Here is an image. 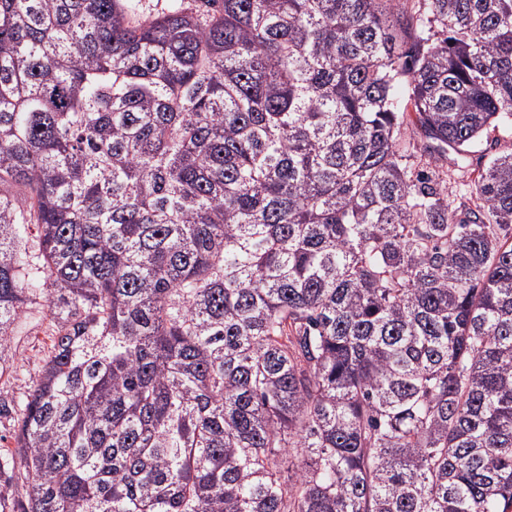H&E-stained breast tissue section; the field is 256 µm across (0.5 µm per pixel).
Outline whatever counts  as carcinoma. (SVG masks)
I'll return each mask as SVG.
<instances>
[{
    "label": "carcinoma",
    "instance_id": "1",
    "mask_svg": "<svg viewBox=\"0 0 512 512\" xmlns=\"http://www.w3.org/2000/svg\"><path fill=\"white\" fill-rule=\"evenodd\" d=\"M490 128L512 0H0V512H512ZM474 150L475 152L467 154L462 160V165L465 168L462 171H457V182L451 186L452 188L449 191L451 200L456 199V197L459 198L461 194H466L467 197L471 198L469 203L471 206L475 202L473 181L477 172L491 156L512 150V135L491 131L483 136ZM29 311L32 314L21 336H16L11 344L0 349L2 365L19 368L18 374L0 379V387L15 397L24 396L33 386L50 343L44 332L46 322L39 321L37 309Z\"/></svg>",
    "mask_w": 512,
    "mask_h": 512
}]
</instances>
